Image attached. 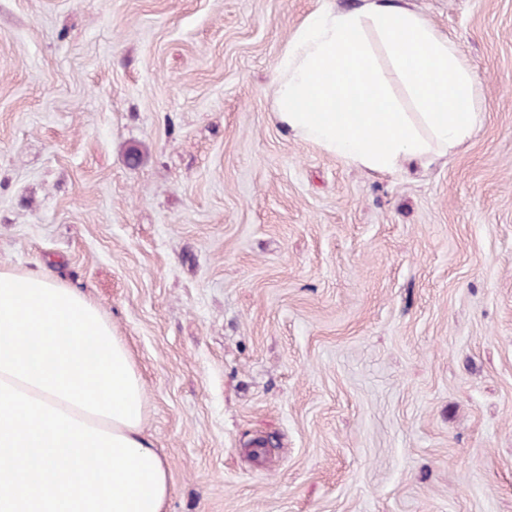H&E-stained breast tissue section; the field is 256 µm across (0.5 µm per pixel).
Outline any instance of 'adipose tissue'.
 I'll use <instances>...</instances> for the list:
<instances>
[{"label":"adipose tissue","mask_w":512,"mask_h":512,"mask_svg":"<svg viewBox=\"0 0 512 512\" xmlns=\"http://www.w3.org/2000/svg\"><path fill=\"white\" fill-rule=\"evenodd\" d=\"M477 91L455 42L409 7L367 0L351 12L320 8L297 27L276 64L274 116L347 164L402 174L447 157L481 122ZM0 381L152 447L126 343L96 305L44 272L0 268Z\"/></svg>","instance_id":"obj_1"}]
</instances>
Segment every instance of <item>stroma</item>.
Masks as SVG:
<instances>
[{"label": "stroma", "mask_w": 512, "mask_h": 512, "mask_svg": "<svg viewBox=\"0 0 512 512\" xmlns=\"http://www.w3.org/2000/svg\"><path fill=\"white\" fill-rule=\"evenodd\" d=\"M364 2L0 0V268L124 339L166 512H512V0H410L484 121L404 176L273 116Z\"/></svg>", "instance_id": "stroma-1"}]
</instances>
